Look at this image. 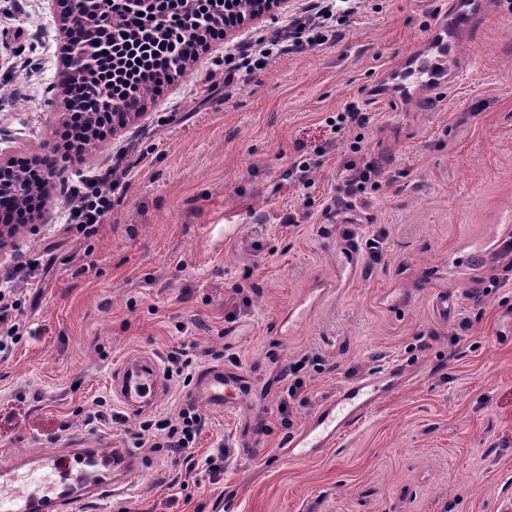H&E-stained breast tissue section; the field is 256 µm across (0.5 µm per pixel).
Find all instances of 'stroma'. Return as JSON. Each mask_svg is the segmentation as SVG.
<instances>
[{"instance_id": "35a3bbf8", "label": "stroma", "mask_w": 512, "mask_h": 512, "mask_svg": "<svg viewBox=\"0 0 512 512\" xmlns=\"http://www.w3.org/2000/svg\"><path fill=\"white\" fill-rule=\"evenodd\" d=\"M303 3L214 41L144 118L78 155L61 138L54 15L46 0H0V160L45 156L60 172L0 249V271L38 268L18 283L22 340L0 362V453L136 449L133 494L84 512H215L221 500L231 512H512V0L462 35L456 87L383 106L377 89L449 0H362L335 41L240 68L239 47L282 33ZM350 103L363 120L333 140L327 121ZM325 144L311 185L291 183ZM349 160L375 166L378 186L346 202ZM114 166L105 221L92 233L69 223L74 191ZM352 242L356 268L338 277ZM297 304L302 323L279 336ZM182 343L197 370L247 380L236 408L198 400L199 455L231 453L220 481L184 494L170 486L185 475L178 454L134 446L142 419L177 413L182 378H165L142 417L120 415L112 390L123 361L162 365ZM273 360L306 363L308 398L288 428L280 396L260 391ZM389 366L398 381L349 435L305 462L283 456L338 387ZM254 435L263 452L250 457Z\"/></svg>"}]
</instances>
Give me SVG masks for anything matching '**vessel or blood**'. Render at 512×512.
<instances>
[{"label": "vessel or blood", "instance_id": "1", "mask_svg": "<svg viewBox=\"0 0 512 512\" xmlns=\"http://www.w3.org/2000/svg\"><path fill=\"white\" fill-rule=\"evenodd\" d=\"M487 6V0H450L448 24L441 32L449 51H456L460 33H477ZM408 70L411 81L428 89L456 79L458 72L454 61L417 58L411 60ZM242 382L235 370L211 368L201 374L195 392L211 408L221 410L233 402L229 389ZM149 385L157 391L162 388L160 369L151 358L124 362L113 379L117 399L132 415L153 408V401L143 397ZM385 386V377L370 375L337 389L288 437L285 443L288 460H307L333 446L367 416ZM68 454L74 460L68 467L55 455L39 457L32 466L22 455L0 463V512H76L85 500L128 492L130 477L142 467L141 459L124 449L114 452L72 448Z\"/></svg>", "mask_w": 512, "mask_h": 512}]
</instances>
